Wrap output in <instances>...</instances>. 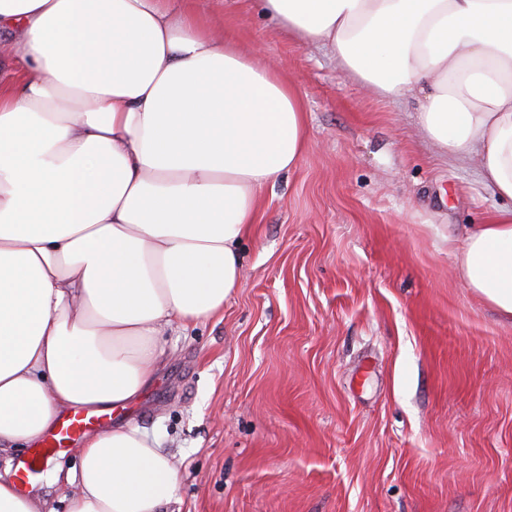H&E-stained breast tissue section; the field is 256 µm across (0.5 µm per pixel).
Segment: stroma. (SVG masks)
I'll list each match as a JSON object with an SVG mask.
<instances>
[{
  "instance_id": "stroma-1",
  "label": "stroma",
  "mask_w": 512,
  "mask_h": 512,
  "mask_svg": "<svg viewBox=\"0 0 512 512\" xmlns=\"http://www.w3.org/2000/svg\"><path fill=\"white\" fill-rule=\"evenodd\" d=\"M199 6L296 85L305 150L223 313L162 331L110 424L171 454L169 512H512V324L456 271L500 200L420 136L417 100L366 93L256 0Z\"/></svg>"
}]
</instances>
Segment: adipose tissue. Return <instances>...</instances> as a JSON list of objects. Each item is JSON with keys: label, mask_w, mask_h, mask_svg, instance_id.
I'll list each match as a JSON object with an SVG mask.
<instances>
[{"label": "adipose tissue", "mask_w": 512, "mask_h": 512, "mask_svg": "<svg viewBox=\"0 0 512 512\" xmlns=\"http://www.w3.org/2000/svg\"><path fill=\"white\" fill-rule=\"evenodd\" d=\"M369 93L420 98L442 154L502 199L462 242L468 288L512 321V0H261ZM0 451L76 408L125 407L156 338L238 288L261 192L304 150L297 88L197 0H0ZM67 512H165L178 470L131 423L85 438Z\"/></svg>", "instance_id": "ef3b65f1"}]
</instances>
